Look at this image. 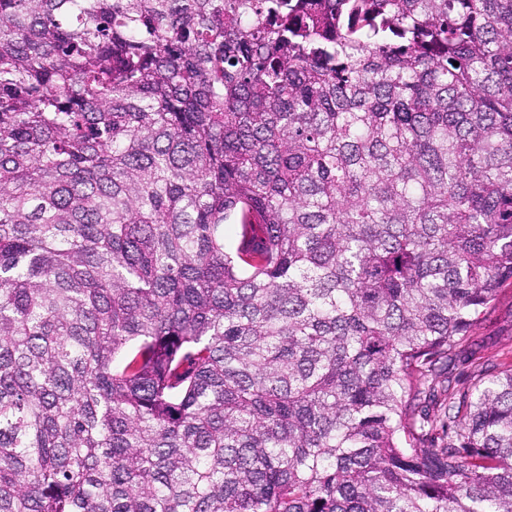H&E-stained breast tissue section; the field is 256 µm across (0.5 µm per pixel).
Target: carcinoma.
I'll use <instances>...</instances> for the list:
<instances>
[{
    "instance_id": "obj_1",
    "label": "carcinoma",
    "mask_w": 512,
    "mask_h": 512,
    "mask_svg": "<svg viewBox=\"0 0 512 512\" xmlns=\"http://www.w3.org/2000/svg\"><path fill=\"white\" fill-rule=\"evenodd\" d=\"M506 283L512 0H0V512H512ZM512 285L501 289L490 320L478 326L472 336V349L484 361L499 364L510 356L512 346ZM509 360V359H508Z\"/></svg>"
}]
</instances>
